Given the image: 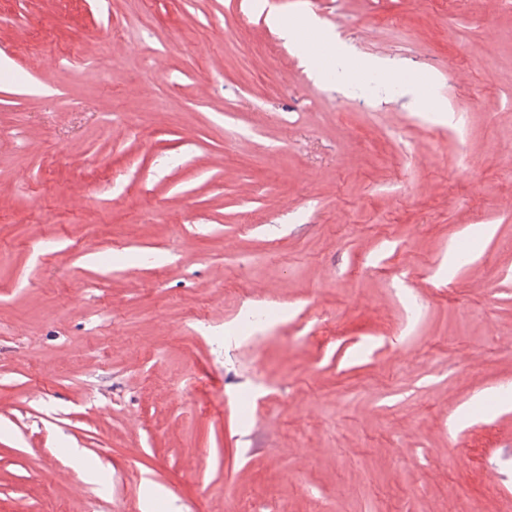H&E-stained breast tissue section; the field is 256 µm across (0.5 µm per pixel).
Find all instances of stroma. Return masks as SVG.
<instances>
[{
	"label": "stroma",
	"instance_id": "1",
	"mask_svg": "<svg viewBox=\"0 0 512 512\" xmlns=\"http://www.w3.org/2000/svg\"><path fill=\"white\" fill-rule=\"evenodd\" d=\"M259 1L0 0V512H512V0ZM304 31L318 32L327 41L336 40L331 33L322 28L320 21L316 17L306 16L296 23L289 21L288 26L282 27L283 35L293 41H297Z\"/></svg>",
	"mask_w": 512,
	"mask_h": 512
}]
</instances>
